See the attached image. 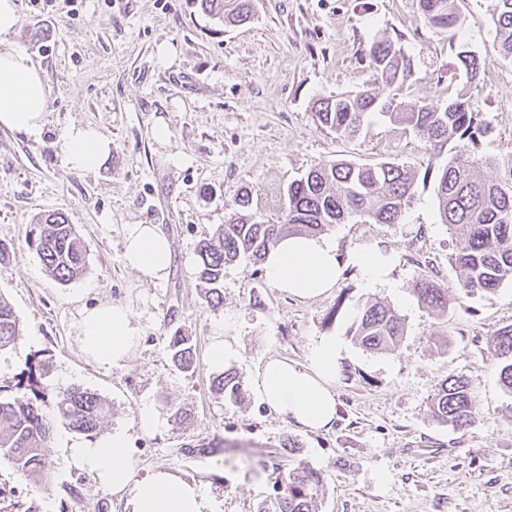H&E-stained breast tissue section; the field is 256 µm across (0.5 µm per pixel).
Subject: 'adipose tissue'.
<instances>
[{
	"mask_svg": "<svg viewBox=\"0 0 512 512\" xmlns=\"http://www.w3.org/2000/svg\"><path fill=\"white\" fill-rule=\"evenodd\" d=\"M18 23L15 0H0V127L36 135L47 124L43 77L24 49L3 46ZM54 148L67 168L88 172L110 153L112 143L94 126L73 125L56 137ZM171 257L170 242L155 225H131L124 249L130 269L160 279L166 275ZM396 262L394 253L373 247L354 250L342 260L333 240L292 235L268 252L263 268L273 287L311 299L335 287L343 264L356 267L366 285L373 288L388 283ZM78 330L82 351L102 368L122 365L139 339V328L128 309L111 303L85 309ZM340 352V342L329 337L314 349L310 366L269 359L253 378L251 388L288 422L314 431L330 428L337 414L334 382ZM64 462L94 474L101 486L124 498L127 512H221L220 501L171 471L159 469L135 480L130 436L121 427L93 440L68 439Z\"/></svg>",
	"mask_w": 512,
	"mask_h": 512,
	"instance_id": "ef3b65f1",
	"label": "adipose tissue"
}]
</instances>
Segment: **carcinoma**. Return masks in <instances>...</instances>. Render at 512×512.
I'll return each instance as SVG.
<instances>
[{
	"label": "carcinoma",
	"instance_id": "cac0c4a2",
	"mask_svg": "<svg viewBox=\"0 0 512 512\" xmlns=\"http://www.w3.org/2000/svg\"><path fill=\"white\" fill-rule=\"evenodd\" d=\"M200 10L221 21L242 24L251 18V0H196ZM424 22L439 28L463 24L454 0H419ZM492 23L497 49L512 59V0H494ZM369 55L376 71L378 89L321 98L315 105L318 122L342 138H354L375 114L406 126L426 138L433 147L428 169L434 173V195L440 220L449 229H460L464 245L454 254L458 285L473 295L512 280V151L500 155L480 152L488 126L478 119L473 98L476 78L486 59L464 50L458 52L459 69L466 83L440 105L408 106L395 96L412 76L411 63L392 39H375ZM496 173L486 177L483 170ZM416 174L391 162L354 164L334 162L316 165L286 190L284 220H256L250 195L245 193L215 235L199 243L198 275L208 304L222 302L224 267L242 259L262 264L265 254L282 237L318 235L334 224L364 218L374 224H398L416 192ZM45 269L63 283L78 279L86 269V248L67 216L52 212L41 217L33 240ZM414 291L429 310L444 313L451 296L448 289L429 280L415 284ZM349 333L371 351L388 350L404 334V322L391 308L378 302L360 307ZM21 336L20 322L7 299L0 296V350L14 349ZM493 341L502 358L499 380L512 394V325L499 329ZM172 360L189 371L195 352L189 337L176 331L169 337ZM44 373L28 374L7 392L0 387V455L8 457L22 477L48 470L46 448L54 423L92 435L108 412L95 392L70 388L50 398L40 391ZM213 391L234 400L242 399L235 375L225 371L212 379ZM6 395H1V392ZM433 417L457 429L474 420L475 396L469 381L452 375L443 381L430 404ZM288 466L276 468L279 488L273 507L262 512H314L323 487L322 473L295 459V446L285 449Z\"/></svg>",
	"mask_w": 512,
	"mask_h": 512
}]
</instances>
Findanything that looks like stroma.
<instances>
[{"label":"stroma","instance_id":"1","mask_svg":"<svg viewBox=\"0 0 512 512\" xmlns=\"http://www.w3.org/2000/svg\"><path fill=\"white\" fill-rule=\"evenodd\" d=\"M23 47L47 86L48 123L39 135L0 128V295L20 321L15 349L0 352V385L45 363L50 394L72 387L108 404L100 428H127L134 477L166 468L206 486L222 512H261L274 497L273 466L287 442L321 471L317 512H512V394L498 381L491 341L512 324V281L490 292L457 287L456 249L439 218L432 183H418L401 223L353 219L332 225L339 256L360 247L398 254L392 282L366 287L346 269L324 296L301 300L273 288L262 267L241 261L224 271V300L208 306L197 278L196 247L250 191L258 220L281 219L290 182L318 164L393 162L424 174L431 153L412 129L373 116L361 134L341 139L313 113L318 99L373 88V37H389L410 58L406 103L437 105L461 88L457 54L486 57L476 93L490 131L481 150L512 147V62L494 49L492 0H456L461 28L425 24L419 0H253L247 23L225 26L193 0H16ZM92 124L112 141L98 169L75 172L52 142L73 125ZM166 125L158 141L154 130ZM66 213L87 249L84 275L63 284L47 273L32 244L36 220ZM154 224L171 243L167 275L151 280L125 266L129 225ZM427 278L454 299L444 315L421 304L414 285ZM378 301L404 321L395 348L370 351L350 336L361 305ZM127 307L140 338L122 365L103 369L82 353L78 323L99 303ZM190 336L194 370L176 369L168 338ZM224 336L227 364L244 397L211 387L208 351ZM342 342L336 420L305 430L270 412L252 377L271 358L309 365L316 345ZM476 396L475 423L436 422L431 398L450 375ZM150 402L165 424L154 435L136 424ZM56 424L47 475L22 478L0 456V491L35 512H125L89 473L66 468Z\"/></svg>","mask_w":512,"mask_h":512}]
</instances>
